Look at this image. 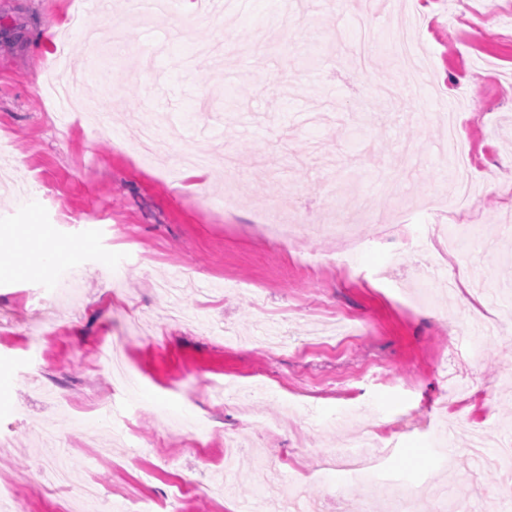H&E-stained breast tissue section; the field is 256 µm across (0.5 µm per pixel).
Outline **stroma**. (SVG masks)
<instances>
[{
  "instance_id": "stroma-1",
  "label": "stroma",
  "mask_w": 512,
  "mask_h": 512,
  "mask_svg": "<svg viewBox=\"0 0 512 512\" xmlns=\"http://www.w3.org/2000/svg\"><path fill=\"white\" fill-rule=\"evenodd\" d=\"M71 2L0 0V226L43 225L52 246L96 242L32 275L0 269V501L69 512L71 489L90 483L93 512H123L138 482L164 502L188 476L201 488L187 512H232L281 495L263 456L301 479L318 512H389L367 506L350 478L308 472L315 451L372 421L393 446L375 479L413 491L447 482L465 512H496L512 469L454 452L476 426L492 449L512 437V334L470 331L486 318L512 327V0H483L479 18L463 0H420L400 59L383 43L409 0L342 11L249 0L246 12L146 21L128 0H81L100 38L65 28L62 67L50 31ZM116 21L128 49L100 76ZM420 67L429 86L409 82ZM75 73L78 100L103 104L104 122L81 106L61 119L42 95L47 79ZM440 112L459 114L463 148L487 178L474 210L454 216L423 208L450 175ZM146 118L171 150L141 163L129 148ZM196 149L210 166L193 184L173 171ZM336 212L364 235L346 273L324 262L337 236L275 241L265 230ZM448 222L477 225L471 265L430 239ZM189 265L198 287L171 310L165 282ZM419 266L435 273L431 292L416 286ZM476 279L483 298L460 305ZM462 322L468 333L449 336ZM119 339V370L103 368L100 346ZM229 378L276 390L250 412L288 427L245 428L223 400ZM45 431L75 460L67 484L39 476L54 454ZM229 435L248 446L226 488L216 475Z\"/></svg>"
}]
</instances>
